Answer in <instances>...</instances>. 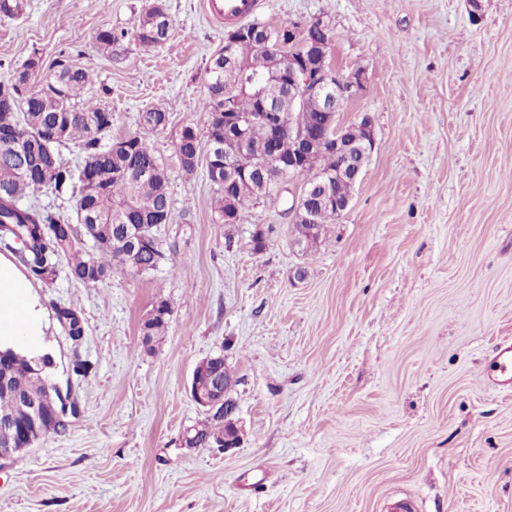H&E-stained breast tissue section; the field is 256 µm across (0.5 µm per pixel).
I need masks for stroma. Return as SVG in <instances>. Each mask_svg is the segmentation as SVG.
<instances>
[{"mask_svg": "<svg viewBox=\"0 0 512 512\" xmlns=\"http://www.w3.org/2000/svg\"><path fill=\"white\" fill-rule=\"evenodd\" d=\"M22 2L0 15V76L31 59L37 85L61 63L90 71L113 138L144 135L163 164L173 221L153 270L90 286L63 264L33 281L48 373L80 413L0 458V512H390L404 497L417 512H512V392L491 381L512 339V0H263L255 18L271 25L330 18L334 67L367 76L340 119L370 115L374 151L307 253L284 205L218 223L204 172L180 169L178 132L207 134V69L228 29L204 0H167L169 36L150 50L135 37L149 0ZM152 107L170 112L166 130L143 131ZM79 186L24 202L72 224ZM161 300L171 316L147 350L140 328ZM219 351L243 441L183 447L204 416L193 370Z\"/></svg>", "mask_w": 512, "mask_h": 512, "instance_id": "1", "label": "stroma"}]
</instances>
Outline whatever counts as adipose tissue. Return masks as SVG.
Here are the masks:
<instances>
[{"instance_id": "adipose-tissue-1", "label": "adipose tissue", "mask_w": 512, "mask_h": 512, "mask_svg": "<svg viewBox=\"0 0 512 512\" xmlns=\"http://www.w3.org/2000/svg\"><path fill=\"white\" fill-rule=\"evenodd\" d=\"M42 307L27 278L0 258V347L39 355L43 350Z\"/></svg>"}]
</instances>
